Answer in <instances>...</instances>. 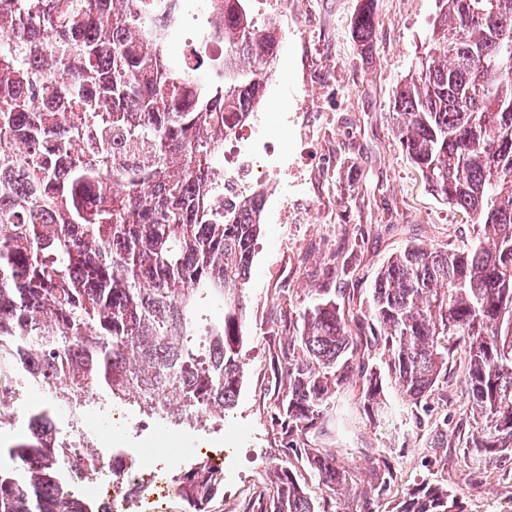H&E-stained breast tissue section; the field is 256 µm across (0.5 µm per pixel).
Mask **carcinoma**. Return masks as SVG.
<instances>
[{"instance_id": "cac0c4a2", "label": "carcinoma", "mask_w": 512, "mask_h": 512, "mask_svg": "<svg viewBox=\"0 0 512 512\" xmlns=\"http://www.w3.org/2000/svg\"><path fill=\"white\" fill-rule=\"evenodd\" d=\"M182 0H0V426L22 387L51 404L0 447V512H104L75 485L97 468L87 448L44 440L52 402L78 410L124 400L162 420L225 413L239 394L244 294L262 199L224 205L215 155L237 113L260 102L279 50L249 0H210L206 23L224 40L212 75L169 64ZM377 0L353 21L376 38ZM427 64L397 90L400 144L451 208L483 229L467 250L409 244L374 283L372 306L341 311L312 290L276 366L288 391L277 418L287 457L335 496L348 481L336 456L298 447L336 393L365 376L363 411L388 414L387 357L415 418L448 401V365L463 362L468 420L431 428L428 456L469 459L470 485L493 479L512 495V0H439ZM192 512L223 478L199 460L174 475ZM397 470L375 471L359 512H463L431 472L394 502ZM247 512H320L287 467Z\"/></svg>"}]
</instances>
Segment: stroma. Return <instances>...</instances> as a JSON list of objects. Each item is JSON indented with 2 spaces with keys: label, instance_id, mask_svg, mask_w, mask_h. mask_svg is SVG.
<instances>
[{
  "label": "stroma",
  "instance_id": "35a3bbf8",
  "mask_svg": "<svg viewBox=\"0 0 512 512\" xmlns=\"http://www.w3.org/2000/svg\"><path fill=\"white\" fill-rule=\"evenodd\" d=\"M379 32L372 53L351 34L361 0H287L288 29L258 106L264 139L280 158L316 163L320 174L303 190L276 195L262 214L247 297V336L241 350L243 382L236 406L204 422L163 425L130 406L113 402L107 416L111 440L124 459L153 458L158 481L208 457L221 463L222 491L208 512H244L266 491L275 467L286 464L287 440L273 415L282 394L272 366L288 342L282 323L299 316L310 290L332 288L347 308H368L375 277L387 259L414 242L466 249L482 236L478 225L432 194L402 150L389 118L397 86L414 75L426 51L436 0H378ZM316 125L320 138L303 148L293 123ZM307 214L308 223L282 224L280 209ZM339 254L344 273L327 268ZM360 381L351 379L335 398V411L310 434L322 451L348 470L347 488L328 499L311 471L291 470L305 492L331 512H355L361 479L385 462L395 464L399 492L417 488L428 470L423 444L443 418H458L463 405L436 408L414 419L396 411L369 419L360 403ZM464 465L450 468L448 484L463 494L465 512H512V499L495 484L472 489Z\"/></svg>",
  "mask_w": 512,
  "mask_h": 512
}]
</instances>
